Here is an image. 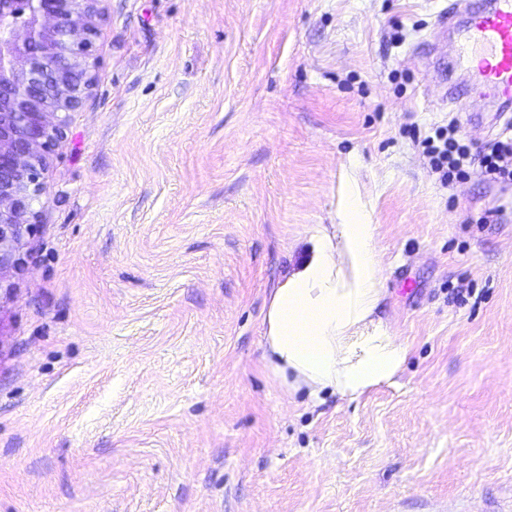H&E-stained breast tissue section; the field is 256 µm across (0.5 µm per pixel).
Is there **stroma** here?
Wrapping results in <instances>:
<instances>
[{
	"label": "stroma",
	"mask_w": 512,
	"mask_h": 512,
	"mask_svg": "<svg viewBox=\"0 0 512 512\" xmlns=\"http://www.w3.org/2000/svg\"><path fill=\"white\" fill-rule=\"evenodd\" d=\"M453 0H108L84 107L0 280V512H512V112L425 67ZM354 191L398 385L290 394L263 312ZM458 127L450 121L448 127H439L435 136H428L421 141L424 153L430 157L435 171L443 172L442 177L448 184L455 178H467L470 175L472 161L467 149L456 139ZM512 139L495 142L489 153L480 161L479 168L472 170L488 181H512Z\"/></svg>",
	"instance_id": "obj_1"
}]
</instances>
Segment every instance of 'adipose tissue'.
<instances>
[{
    "label": "adipose tissue",
    "instance_id": "ef3b65f1",
    "mask_svg": "<svg viewBox=\"0 0 512 512\" xmlns=\"http://www.w3.org/2000/svg\"><path fill=\"white\" fill-rule=\"evenodd\" d=\"M382 298L376 227L350 192L339 224L316 230L309 257L273 291L264 358L282 386L353 402L395 384L409 347L376 318Z\"/></svg>",
    "mask_w": 512,
    "mask_h": 512
}]
</instances>
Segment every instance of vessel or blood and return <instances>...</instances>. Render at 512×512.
Segmentation results:
<instances>
[{"instance_id":"1","label":"vessel or blood","mask_w":512,"mask_h":512,"mask_svg":"<svg viewBox=\"0 0 512 512\" xmlns=\"http://www.w3.org/2000/svg\"><path fill=\"white\" fill-rule=\"evenodd\" d=\"M456 9L466 17L458 62L471 73L473 90L512 104V0H457Z\"/></svg>"}]
</instances>
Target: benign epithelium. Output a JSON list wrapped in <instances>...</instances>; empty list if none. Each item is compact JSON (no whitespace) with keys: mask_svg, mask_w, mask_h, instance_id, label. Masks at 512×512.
Listing matches in <instances>:
<instances>
[{"mask_svg":"<svg viewBox=\"0 0 512 512\" xmlns=\"http://www.w3.org/2000/svg\"><path fill=\"white\" fill-rule=\"evenodd\" d=\"M105 0H0V278L20 268L69 114L90 96Z\"/></svg>","mask_w":512,"mask_h":512,"instance_id":"obj_1","label":"benign epithelium"}]
</instances>
